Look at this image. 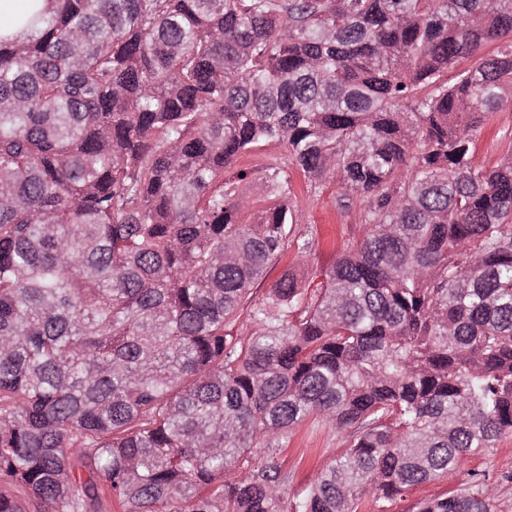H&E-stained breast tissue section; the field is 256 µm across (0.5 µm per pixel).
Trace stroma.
Returning a JSON list of instances; mask_svg holds the SVG:
<instances>
[{
    "label": "stroma",
    "mask_w": 512,
    "mask_h": 512,
    "mask_svg": "<svg viewBox=\"0 0 512 512\" xmlns=\"http://www.w3.org/2000/svg\"><path fill=\"white\" fill-rule=\"evenodd\" d=\"M510 154L512 109L507 108L497 114L494 124L486 126L477 135L472 162L478 167H489ZM274 161L287 163L286 148L276 142H263L236 163L237 169L250 173L243 187L253 211H261L268 204L260 172ZM338 193L337 183L331 180L298 190L296 210L300 229L313 239L314 247L304 257L298 256L295 249H288L279 262L267 269L264 279L255 283L257 297H265L284 270H294L298 279L304 282L311 272L331 268L350 246L363 238L365 230L360 208L340 214L336 209ZM280 444V458L290 475L288 492L292 495L307 488L316 475L348 446L345 433L323 423L313 425L307 421L289 429ZM474 474L494 484L497 490L495 512H512V434L501 437L493 448L465 458L456 475L415 486L396 497L388 503L386 512H416L417 503L456 494Z\"/></svg>",
    "instance_id": "1"
}]
</instances>
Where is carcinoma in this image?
Listing matches in <instances>:
<instances>
[{
    "label": "carcinoma",
    "mask_w": 512,
    "mask_h": 512,
    "mask_svg": "<svg viewBox=\"0 0 512 512\" xmlns=\"http://www.w3.org/2000/svg\"><path fill=\"white\" fill-rule=\"evenodd\" d=\"M508 102L512 0L0 17V512H382L511 434L512 154L471 159ZM269 139L367 234L257 301L313 247L287 169L249 220L224 179ZM309 418L349 447L290 498L275 442ZM418 512H493V489Z\"/></svg>",
    "instance_id": "1"
}]
</instances>
